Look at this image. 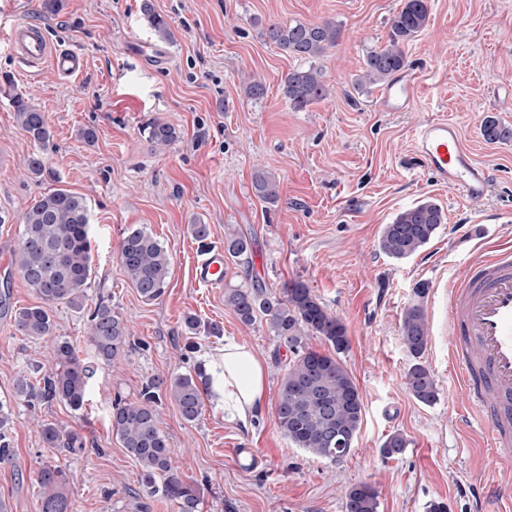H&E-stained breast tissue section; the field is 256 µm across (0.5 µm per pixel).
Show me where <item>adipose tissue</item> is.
Here are the masks:
<instances>
[{"label":"adipose tissue","mask_w":512,"mask_h":512,"mask_svg":"<svg viewBox=\"0 0 512 512\" xmlns=\"http://www.w3.org/2000/svg\"><path fill=\"white\" fill-rule=\"evenodd\" d=\"M204 390L228 423L250 425L262 408L266 395L263 363L235 340L223 349L203 356Z\"/></svg>","instance_id":"adipose-tissue-1"}]
</instances>
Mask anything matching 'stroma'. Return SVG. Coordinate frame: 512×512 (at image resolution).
Instances as JSON below:
<instances>
[{
    "mask_svg": "<svg viewBox=\"0 0 512 512\" xmlns=\"http://www.w3.org/2000/svg\"><path fill=\"white\" fill-rule=\"evenodd\" d=\"M42 2L0 0V401L12 410L17 453L15 464H0L9 512H40L35 474L53 461L74 474L66 490L72 512H177L170 501L146 497L141 469L112 429V404L138 398L154 377L192 372L228 338L265 363L266 397L252 426L225 422L209 405L192 424L170 399L158 407L178 467L201 488V512H345V492L356 483L376 489L379 512H427L433 500L446 502L448 512H497L477 492L491 479L512 488L505 462L512 452L486 449L478 431L458 424L466 396L450 361L447 295L469 264L512 250V141L492 143L481 131L489 116L512 125V0H428V25L406 48L416 89L402 112L381 109L378 87L356 84L366 52L387 42L402 0H152L174 33L168 43L143 19L141 0H61L52 14ZM324 20L342 31L316 61L328 93L296 112L281 83L300 62L265 42L261 27ZM19 21L40 26L53 48L77 53L82 71L65 77L50 63L20 62L9 42ZM251 77L266 87L256 101L243 95ZM15 93L45 112L53 135L39 178L27 170L36 147L16 122ZM156 118L179 133L162 150L141 133ZM437 118L455 121L475 159L490 167L483 199L443 187L414 153L415 129ZM87 128L94 143L81 136ZM260 169L276 176L277 203L254 196L252 175ZM60 187L88 203L87 302L109 299L132 332L131 351L100 365L85 312L56 306L55 336L70 340L90 369L80 412L61 403L31 406L15 394L32 362L47 370L54 362L51 342H32L12 326L10 310L37 298L10 257L24 213ZM425 198L442 208L444 224L416 254L389 258L378 248L383 224ZM193 224L208 225L207 240L193 238ZM132 226L171 254L169 286L155 301L131 288L116 257ZM228 226L251 238L253 251L230 261L223 286L209 288L197 282L194 266L203 250L223 245ZM255 280L274 290L303 281L347 327L343 361L365 412L339 462L294 447L277 427L278 390L293 354L265 324L244 326L224 304L225 289ZM421 283L429 286L423 360L439 392L430 405L406 387L410 359L399 332ZM189 313L221 330L197 336L192 351L183 333ZM44 423L78 434L85 450L45 447ZM396 432L407 448L384 458L380 448Z\"/></svg>",
    "mask_w": 512,
    "mask_h": 512,
    "instance_id": "1",
    "label": "stroma"
}]
</instances>
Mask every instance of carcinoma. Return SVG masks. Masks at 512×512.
<instances>
[{
  "mask_svg": "<svg viewBox=\"0 0 512 512\" xmlns=\"http://www.w3.org/2000/svg\"><path fill=\"white\" fill-rule=\"evenodd\" d=\"M140 11L148 25L163 40L173 38L165 18L155 12L151 0H141ZM427 0H403V6L390 19L386 45L366 53L361 79L368 84L387 81L407 66L405 46L428 24ZM264 40L308 66L290 70L281 87L292 109L302 111L323 100L328 90L324 74L315 62L336 46L341 29L336 23L280 24L271 22L261 29ZM17 122L38 147L28 160V171L40 176L46 168L45 151L50 146L51 131L45 113L23 96L12 97ZM483 134L490 142L509 141L512 128L489 117ZM143 135L156 146L166 147L177 139L175 128L153 120L143 128ZM252 192L261 201L277 202L278 184L274 175L258 170L252 175ZM445 216L432 200H423L398 212L392 222L383 225L378 247L394 259H405L435 236ZM224 251L231 258H248L252 241L245 235L229 232ZM118 261L131 287L146 301L159 299L169 284L171 255L145 229L130 228L118 247ZM13 263L40 300L37 305L11 313L14 330L32 341L53 335L52 308L65 303L75 309L85 307L86 289L92 276L89 237V211L86 199L69 189L56 188L35 199L23 217L20 242ZM418 300L404 308L400 319V338L411 357L405 379L412 396L431 404L438 398V388L429 368L421 361L428 345V328L421 299L428 287L414 290ZM224 305L246 327L265 323L269 331L293 352L282 378L277 401L276 420L280 432L295 447L315 458L339 461L343 454L336 440L352 445L361 429L365 411L363 395L346 369L341 355L349 349V336L343 321L328 312L305 283L293 281L277 292L260 281L245 287L227 288ZM323 337L331 353H320L306 346V337ZM130 328L108 300L99 299L87 309V338L98 363L109 365L130 346ZM55 367L31 381L23 376L16 382L17 396L29 401H60L79 412L85 402L90 370L81 363L71 342L58 338L54 343ZM200 374H172L147 383L133 401L112 404V429L123 448L141 468V484L147 496H161L177 505L178 512H199L202 501L196 484L175 463V451L159 427L158 403L165 394L176 404L187 423L200 420L204 412ZM11 413L0 403V464H14L16 450L7 430ZM40 436L49 448L77 451L78 437L64 434L55 424L40 426ZM407 441L400 433L389 435L381 454L396 457L405 451ZM69 471L58 464H46L37 472L41 512H70L65 488ZM375 488L367 483L350 486L345 494L346 512H378Z\"/></svg>",
  "mask_w": 512,
  "mask_h": 512,
  "instance_id": "1",
  "label": "carcinoma"
}]
</instances>
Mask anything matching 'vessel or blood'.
Here are the masks:
<instances>
[{
	"mask_svg": "<svg viewBox=\"0 0 512 512\" xmlns=\"http://www.w3.org/2000/svg\"><path fill=\"white\" fill-rule=\"evenodd\" d=\"M15 50L26 60L50 61L62 75L83 68L80 56L53 49L42 30L17 24L11 30ZM412 75L400 74L379 93L384 111L398 112L414 97ZM414 151L438 182L475 200L486 196L492 173L475 160L460 129L445 119L430 121L416 131ZM227 258L223 248L211 249L197 262L195 274L208 286L223 284ZM448 328L455 338L453 353L458 380L469 403L461 416L464 427L480 422L486 447L512 446V252L471 265L448 291Z\"/></svg>",
	"mask_w": 512,
	"mask_h": 512,
	"instance_id": "b4317fda",
	"label": "vessel or blood"
}]
</instances>
